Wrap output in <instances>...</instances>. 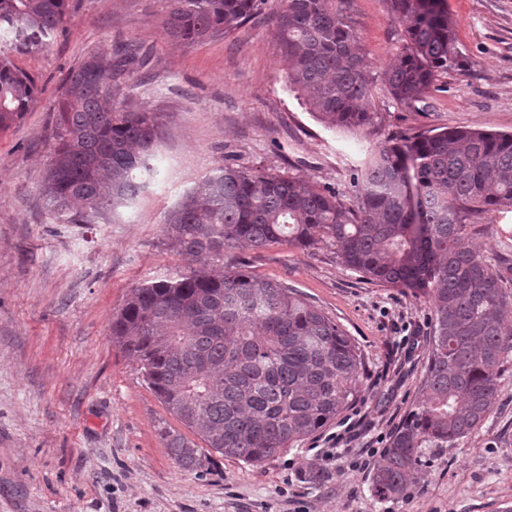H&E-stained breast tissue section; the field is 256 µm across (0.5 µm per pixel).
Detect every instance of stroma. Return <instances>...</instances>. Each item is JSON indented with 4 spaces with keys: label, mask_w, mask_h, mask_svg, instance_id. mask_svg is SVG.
<instances>
[{
    "label": "stroma",
    "mask_w": 512,
    "mask_h": 512,
    "mask_svg": "<svg viewBox=\"0 0 512 512\" xmlns=\"http://www.w3.org/2000/svg\"><path fill=\"white\" fill-rule=\"evenodd\" d=\"M284 6L263 0L231 33L185 47L163 32L166 0H69L48 49L14 54L39 93L0 131V512H512V362L477 433L423 449L405 496H375L374 467L418 392L431 306L349 271L334 247L224 252L226 267L302 293L366 364L352 405L267 463L216 454L202 471L180 468L161 433L182 424L112 340L132 288L191 270L164 217L224 165L304 176L353 207L352 171L390 139L444 127L512 132V0H448L460 63L410 106L384 86L405 44L387 0H345L374 103L372 123L351 129L325 125L290 87L273 27ZM127 44L151 56L116 84L125 105L158 118V172L107 223H56L41 194L53 105L87 55ZM468 231L512 291V209L472 216Z\"/></svg>",
    "instance_id": "stroma-1"
}]
</instances>
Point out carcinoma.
<instances>
[{
    "instance_id": "carcinoma-1",
    "label": "carcinoma",
    "mask_w": 512,
    "mask_h": 512,
    "mask_svg": "<svg viewBox=\"0 0 512 512\" xmlns=\"http://www.w3.org/2000/svg\"><path fill=\"white\" fill-rule=\"evenodd\" d=\"M166 37L193 45L253 18L261 0H167ZM344 0H286L274 28L288 83L330 127H362L373 93L360 35ZM406 44L384 71L401 104L426 95L456 62L448 0H387ZM67 0H0V130L22 120L36 79L11 53L49 45ZM133 52L91 55L66 80L42 194L61 224H98L153 175L157 116L130 111L115 75ZM357 208L303 176L226 164L165 218L168 239L197 264L173 280L134 288L112 338L144 381L212 453L261 465L331 423L357 398L365 373L353 340L294 288L224 270V249L336 246L341 263L432 306L426 364L413 408L394 429L371 477L381 499L404 494L424 465L419 449L479 431L494 409L512 350V292L465 243L470 214L512 208V133L445 127L378 146L353 174ZM171 458L200 471L211 453L162 433Z\"/></svg>"
}]
</instances>
